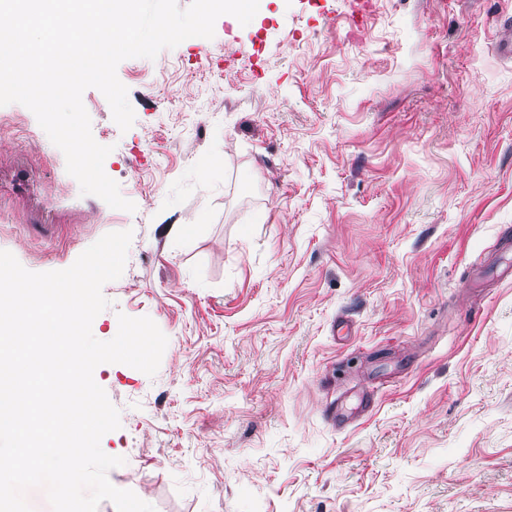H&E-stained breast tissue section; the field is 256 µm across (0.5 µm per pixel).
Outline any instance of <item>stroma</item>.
<instances>
[{
    "mask_svg": "<svg viewBox=\"0 0 512 512\" xmlns=\"http://www.w3.org/2000/svg\"><path fill=\"white\" fill-rule=\"evenodd\" d=\"M512 0H262L82 101L136 209L0 106V235L33 272L132 231L110 306L168 344L102 364L108 473L156 512H512ZM223 151V187L173 186ZM355 327L336 344V318ZM373 405L361 408L365 396Z\"/></svg>",
    "mask_w": 512,
    "mask_h": 512,
    "instance_id": "stroma-1",
    "label": "stroma"
}]
</instances>
